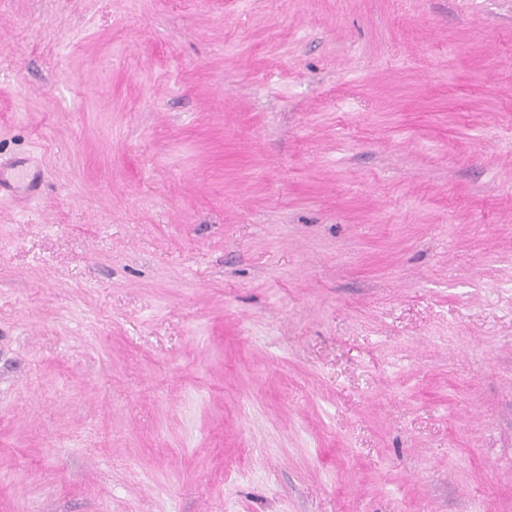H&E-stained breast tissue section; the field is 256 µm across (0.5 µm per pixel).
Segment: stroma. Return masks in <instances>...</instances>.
Listing matches in <instances>:
<instances>
[{
	"label": "stroma",
	"instance_id": "stroma-1",
	"mask_svg": "<svg viewBox=\"0 0 512 512\" xmlns=\"http://www.w3.org/2000/svg\"><path fill=\"white\" fill-rule=\"evenodd\" d=\"M0 512H512V0H0Z\"/></svg>",
	"mask_w": 512,
	"mask_h": 512
}]
</instances>
